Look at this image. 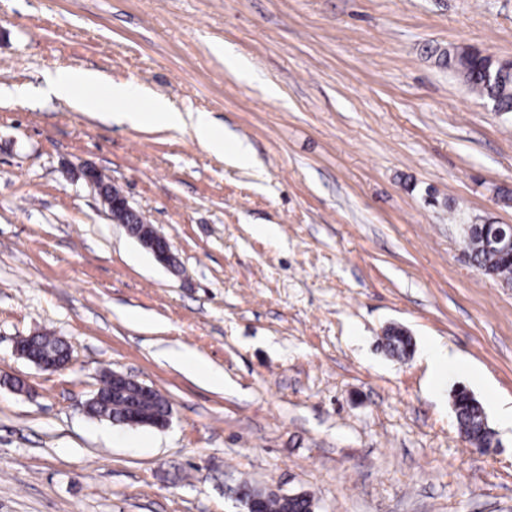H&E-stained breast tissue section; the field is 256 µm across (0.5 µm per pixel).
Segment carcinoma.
Masks as SVG:
<instances>
[{
    "mask_svg": "<svg viewBox=\"0 0 512 512\" xmlns=\"http://www.w3.org/2000/svg\"><path fill=\"white\" fill-rule=\"evenodd\" d=\"M429 56L436 58L438 65L453 71H461L465 82L479 95L497 106L502 115L512 113V69L499 71L498 77L490 81L486 71L490 66V58L473 54L469 57L461 54V50L435 48ZM496 228L494 224H470L465 230L464 244L473 265L487 277L500 279L505 284H512V257L483 247L484 233ZM34 349L38 350L49 345L61 352H68V345L61 339L48 334H36L29 337ZM411 345L410 337L391 328L385 334V347L393 355H407ZM99 399L89 407V413L97 417L118 419L129 411V405L137 403V414L152 419L165 412L167 399L158 391L139 400L137 391H131L127 397L112 395V372L108 371L101 378L98 390ZM453 411L459 428L468 436V441L484 448L495 444L493 432L485 423L486 416L481 403L465 390H457L453 394ZM263 512H311V497L282 499L275 494L264 495Z\"/></svg>",
    "mask_w": 512,
    "mask_h": 512,
    "instance_id": "carcinoma-1",
    "label": "carcinoma"
}]
</instances>
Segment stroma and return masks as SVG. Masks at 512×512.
Returning <instances> with one entry per match:
<instances>
[{"instance_id":"35a3bbf8","label":"stroma","mask_w":512,"mask_h":512,"mask_svg":"<svg viewBox=\"0 0 512 512\" xmlns=\"http://www.w3.org/2000/svg\"><path fill=\"white\" fill-rule=\"evenodd\" d=\"M435 46L512 58V0H0V512H243L244 483L314 512H512V285L463 244L512 224V116ZM66 68L209 113L249 164L77 112L43 91ZM87 166L173 266L113 223ZM391 326L405 358L381 347ZM45 331L64 369L15 354ZM432 336L459 358L437 381ZM182 348L223 389L170 364ZM106 370L168 399L169 427L89 417ZM460 386L495 450L460 438Z\"/></svg>"}]
</instances>
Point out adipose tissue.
<instances>
[{
    "label": "adipose tissue",
    "mask_w": 512,
    "mask_h": 512,
    "mask_svg": "<svg viewBox=\"0 0 512 512\" xmlns=\"http://www.w3.org/2000/svg\"><path fill=\"white\" fill-rule=\"evenodd\" d=\"M44 80L48 93L68 99L90 117L106 116L137 128L188 131L201 147L214 154L239 164L249 159L247 148L208 114L179 111L168 100L149 95L144 88L112 83L100 73L84 69H60L46 74Z\"/></svg>",
    "instance_id": "adipose-tissue-1"
}]
</instances>
